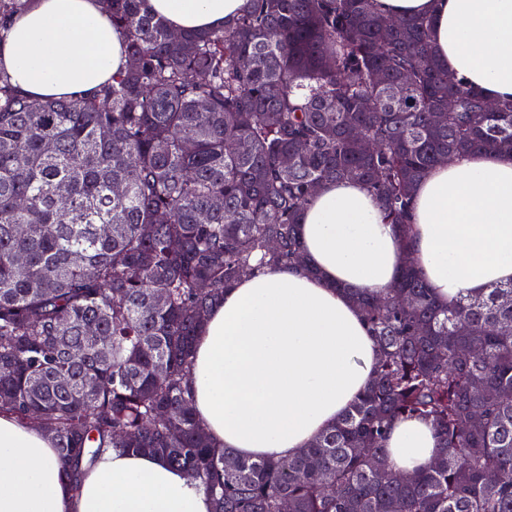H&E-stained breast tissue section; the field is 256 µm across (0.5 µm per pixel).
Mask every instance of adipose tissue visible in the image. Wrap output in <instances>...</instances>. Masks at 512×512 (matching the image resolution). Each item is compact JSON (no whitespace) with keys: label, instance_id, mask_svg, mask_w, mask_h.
<instances>
[{"label":"adipose tissue","instance_id":"ef3b65f1","mask_svg":"<svg viewBox=\"0 0 512 512\" xmlns=\"http://www.w3.org/2000/svg\"><path fill=\"white\" fill-rule=\"evenodd\" d=\"M172 29L208 31L248 0H149ZM389 18L426 17L449 72L492 103L512 102V0H377ZM126 64L96 0H34L13 18L0 65L35 98L94 90ZM308 270L243 276L210 312L194 345L193 410L215 447L287 461L348 411L380 349L353 293L392 287L413 260L440 305L512 282V156L477 151L417 184L411 231L386 223L353 180L323 186L303 210ZM386 461L413 474L440 441L424 420L394 422ZM0 512H212L198 480L151 452L106 455L72 487L38 428L0 416Z\"/></svg>","mask_w":512,"mask_h":512}]
</instances>
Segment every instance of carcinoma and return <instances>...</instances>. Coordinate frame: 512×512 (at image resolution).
Listing matches in <instances>:
<instances>
[{"mask_svg":"<svg viewBox=\"0 0 512 512\" xmlns=\"http://www.w3.org/2000/svg\"><path fill=\"white\" fill-rule=\"evenodd\" d=\"M33 2L0 0V41ZM99 2L123 72L33 100L0 67V414L47 432L75 484L108 451L148 450L201 481L213 512H512V283L444 308L409 260L357 298L376 376L287 462L213 447L189 396L224 290L306 268L298 220L322 185L363 183L406 232L444 157L512 155V103L487 110L436 57L429 20L388 31L374 0H249L192 33L148 0ZM399 418L441 441L408 482L378 465Z\"/></svg>","mask_w":512,"mask_h":512,"instance_id":"obj_1","label":"carcinoma"}]
</instances>
